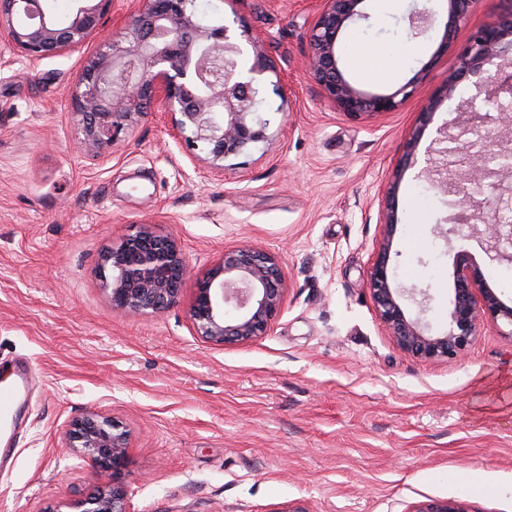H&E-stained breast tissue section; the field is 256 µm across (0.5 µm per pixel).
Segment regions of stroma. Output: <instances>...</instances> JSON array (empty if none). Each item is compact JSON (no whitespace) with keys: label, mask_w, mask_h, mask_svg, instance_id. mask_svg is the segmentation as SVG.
Returning <instances> with one entry per match:
<instances>
[{"label":"stroma","mask_w":512,"mask_h":512,"mask_svg":"<svg viewBox=\"0 0 512 512\" xmlns=\"http://www.w3.org/2000/svg\"><path fill=\"white\" fill-rule=\"evenodd\" d=\"M199 13L259 39L266 139L210 172L176 140L164 113H145L104 157L75 147L68 96L95 57L94 37L32 59L0 45V386L18 362L33 383L0 471V512H74L110 475L65 448L93 412L129 434L125 483L133 512H412L434 500L468 512H512V337L481 321L460 357L428 362L402 351L381 324L368 270L378 249L383 188L396 182L392 270L425 289L406 300L430 334L448 329L455 255L467 251L512 306V262L481 234L444 236L449 210L422 171L461 105L480 112L494 59L454 96L422 109L458 56L512 0H474L453 45L412 36L424 0H364L338 44L358 89L389 94L391 112L335 110L303 68L321 0H197ZM388 51L391 73L352 66V49ZM164 221L188 261L181 298L158 316L113 315L102 254L147 222ZM241 245L282 257V310L265 336L212 345L190 325L198 280Z\"/></svg>","instance_id":"35a3bbf8"}]
</instances>
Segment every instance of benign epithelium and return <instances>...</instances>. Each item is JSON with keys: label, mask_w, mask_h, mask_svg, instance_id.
<instances>
[{"label": "benign epithelium", "mask_w": 512, "mask_h": 512, "mask_svg": "<svg viewBox=\"0 0 512 512\" xmlns=\"http://www.w3.org/2000/svg\"><path fill=\"white\" fill-rule=\"evenodd\" d=\"M75 7L66 22L59 21L52 0H0V43L23 57L46 58L75 49L100 28L112 8V0H73ZM195 0H139L120 40L106 41L107 50L83 69L69 97L79 118L78 151L97 158L112 148L150 108L171 116L174 135L211 157L212 169L222 171V161L242 154L265 141L268 120L262 115L260 76L270 68L252 46L254 59L244 67V49L229 27L206 25L198 19ZM364 0H323V8L308 32L306 70L321 95L338 111L357 116L390 112L411 96V83L388 95H371L355 88L339 67L337 44L343 29L362 16ZM473 0H448L446 17L438 19L428 9L408 18L411 34L419 35L432 25L442 30L441 46L448 47L467 18ZM512 57V17L489 21L472 37L458 72L448 76L443 96H450L465 73L481 68L491 58ZM494 88L487 95L509 97L512 82L490 76ZM490 115L466 113V130L483 144L473 157L455 158L461 147L443 148L440 158L423 169L428 183L457 198L448 233L468 227L482 235L496 255L512 261V225L497 222L495 202L473 188L487 172L477 164L483 151L511 154L512 141L493 136L487 125ZM397 183L386 190L380 209L384 233L369 271L372 298L380 321L406 353L428 361L452 359L463 354L477 336L479 322L488 318L511 327L512 307L505 306L488 288L483 275L460 251L456 260L448 330L431 335L409 318L401 298L427 294L395 282L389 265ZM481 225L474 224V221ZM101 277L112 304L121 316L160 314L178 303L188 264L177 239L143 225L119 247L102 256ZM285 293L281 257L277 253L240 247L224 256L198 281L190 306L193 331L214 345L253 341L266 334L278 317ZM234 310L232 319L226 309ZM66 447L90 461L99 471L112 475V483L75 504L76 512H130L124 481L128 432L117 422L96 413L72 423ZM414 512H468L455 500L434 501Z\"/></svg>", "instance_id": "1"}]
</instances>
